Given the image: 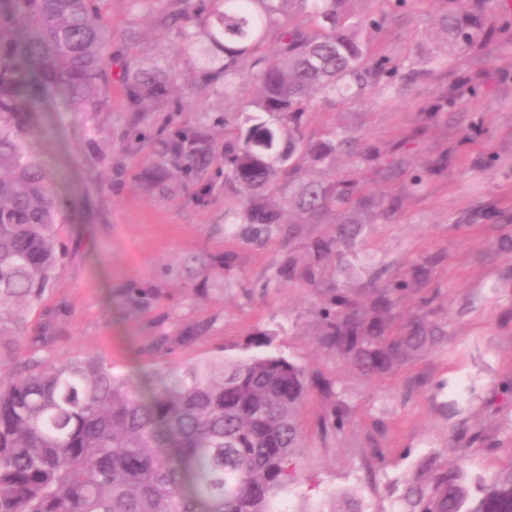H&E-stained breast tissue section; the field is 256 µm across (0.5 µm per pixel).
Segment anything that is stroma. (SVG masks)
Returning a JSON list of instances; mask_svg holds the SVG:
<instances>
[{
    "label": "stroma",
    "mask_w": 512,
    "mask_h": 512,
    "mask_svg": "<svg viewBox=\"0 0 512 512\" xmlns=\"http://www.w3.org/2000/svg\"><path fill=\"white\" fill-rule=\"evenodd\" d=\"M357 8L385 16L378 48L404 82L355 102L319 100L311 132L348 126L363 144L384 151L408 139L412 168L447 159L422 188L399 176L371 185L400 205L373 225L368 255L392 278L418 257L437 256L420 292L433 297L434 318L448 328L447 343L416 353L387 376L365 380L318 347V292L269 281L288 259L285 240L256 247L227 234L223 195L199 204L180 191L163 197L142 189L138 175L153 158L151 134L203 121L220 144L224 115L237 106L220 83L194 95L208 44L182 51L176 29L158 21L160 0L104 4L113 51L175 77L170 103L144 112L146 139L129 135L132 113L117 78L96 114L47 99L36 133L70 217L65 265L31 315L32 334L51 338L38 357L98 353L116 374L160 380L192 362L249 355L253 332L280 327L271 352L330 382L349 408L343 431L322 435L318 422L330 402L311 389L292 455L301 479L275 500L289 512H332L343 491L367 512H394L405 478L431 456L490 474L506 456L500 444L512 424V397L501 393L502 381L512 378V252L499 249L503 236L512 237V0H487L488 33L473 48L444 45L438 0H407L402 9L392 0H359ZM462 81L470 91L439 110ZM434 110L439 119L427 122ZM227 251L237 256L229 272L207 277L186 263ZM189 325L201 332L185 345L180 336Z\"/></svg>",
    "instance_id": "stroma-1"
}]
</instances>
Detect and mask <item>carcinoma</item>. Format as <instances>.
<instances>
[{
	"label": "carcinoma",
	"instance_id": "1",
	"mask_svg": "<svg viewBox=\"0 0 512 512\" xmlns=\"http://www.w3.org/2000/svg\"><path fill=\"white\" fill-rule=\"evenodd\" d=\"M101 0H0V512H273L274 496L299 480L296 423L311 387L331 399L321 420L342 432L348 407L331 384L268 352L188 365L155 390L112 371L96 353L39 360L25 355L29 316L64 266L68 223L46 165L32 143L44 89L72 112H100L112 82V28ZM166 25H180L183 49L203 36L220 56L199 89L217 83L256 95L224 113V146L206 125L155 136L141 185L195 200L224 193V223L244 225L249 244L274 234L298 240L273 278L318 291L319 347L363 377L388 373L448 340L423 297L397 323L401 301L426 280L437 257L386 270L360 248L366 226L386 218L385 198L367 190L377 176L408 174L414 186L442 170L436 160L407 171L403 157L364 147L356 132L330 125L308 132L320 96L359 99L392 86L395 67L375 39L385 19L359 0H167ZM204 20L203 29L190 23ZM445 41L470 47L482 26L444 10ZM272 42L271 53L261 52ZM131 111L162 105L168 81L128 57L119 62ZM345 155L360 166L341 174ZM219 166L224 182L211 175ZM302 224H332L303 235ZM400 512H512V454L500 471L471 478L460 467L425 462L406 480Z\"/></svg>",
	"mask_w": 512,
	"mask_h": 512
}]
</instances>
